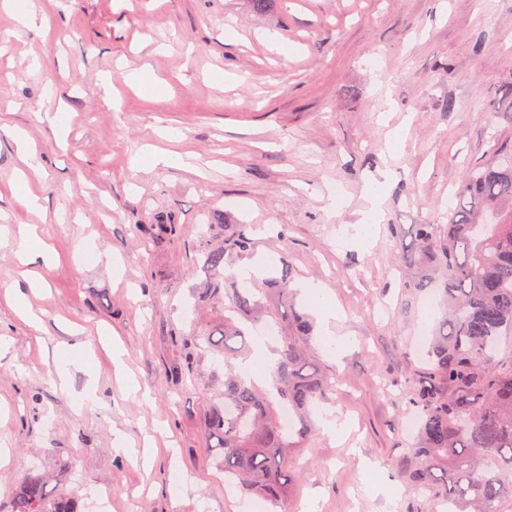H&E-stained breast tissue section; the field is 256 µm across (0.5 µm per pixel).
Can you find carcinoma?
Masks as SVG:
<instances>
[{
  "label": "carcinoma",
  "instance_id": "obj_1",
  "mask_svg": "<svg viewBox=\"0 0 512 512\" xmlns=\"http://www.w3.org/2000/svg\"><path fill=\"white\" fill-rule=\"evenodd\" d=\"M448 209V224L414 225L406 261L419 268L405 291L419 294L443 279L447 313L428 336L425 367L414 374L408 404L419 427L398 477L417 495L454 512H501L512 500V359H496L500 337L512 335V154L491 156L465 173ZM254 241L243 224L219 242L202 239L205 274L198 302L221 317L196 326V345L224 353V404L213 408L208 429L220 448L224 480L277 509L294 476L288 451L314 428L312 408L330 399L336 380L309 355L312 318L294 304L287 259L265 278L263 296L230 285L226 261L246 256ZM273 321L282 347L271 372L277 399L292 420L280 422L270 399L235 373L230 358L247 324ZM11 512H76L68 498L50 499L47 481L28 476L15 487Z\"/></svg>",
  "mask_w": 512,
  "mask_h": 512
}]
</instances>
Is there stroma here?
I'll use <instances>...</instances> for the list:
<instances>
[{"mask_svg": "<svg viewBox=\"0 0 512 512\" xmlns=\"http://www.w3.org/2000/svg\"><path fill=\"white\" fill-rule=\"evenodd\" d=\"M38 6L43 25L22 36L0 10V512L31 472L78 512H128L131 495L140 512H264L225 482L208 434L223 356L197 348L195 370L183 364L202 319L198 242L226 223L255 241L227 272L288 259L316 324L312 357L341 378L294 452L285 512L312 497L315 512H430L396 473L417 340L445 305L436 289L406 296L416 269L404 253L413 225L447 224L468 168L512 149V125L488 107L512 84V0H275L264 14L247 0ZM136 69L167 92L127 83ZM219 69L236 81L213 82ZM143 149L179 163L132 169ZM21 177L39 212L20 202ZM373 202L372 236L337 246L338 226ZM28 231L50 266L19 262ZM313 286L336 319L308 303ZM90 383L94 408L81 404Z\"/></svg>", "mask_w": 512, "mask_h": 512, "instance_id": "35a3bbf8", "label": "stroma"}]
</instances>
